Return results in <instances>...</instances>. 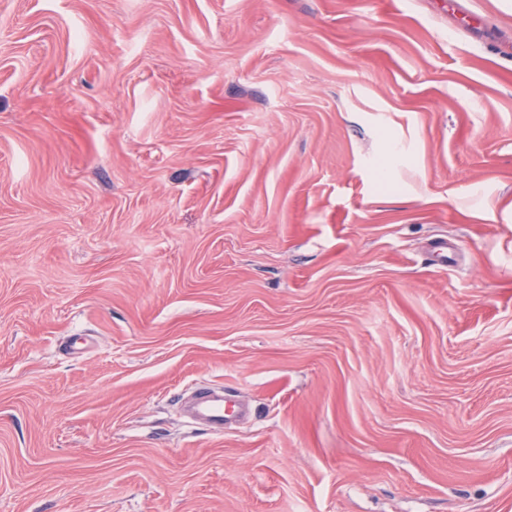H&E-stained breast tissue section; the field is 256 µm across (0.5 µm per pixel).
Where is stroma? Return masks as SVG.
I'll list each match as a JSON object with an SVG mask.
<instances>
[{
    "mask_svg": "<svg viewBox=\"0 0 512 512\" xmlns=\"http://www.w3.org/2000/svg\"><path fill=\"white\" fill-rule=\"evenodd\" d=\"M0 512H512V0H0ZM199 418L208 424H212L218 429L224 427V417L226 412V405L222 400L203 396L198 404Z\"/></svg>",
    "mask_w": 512,
    "mask_h": 512,
    "instance_id": "35a3bbf8",
    "label": "stroma"
}]
</instances>
